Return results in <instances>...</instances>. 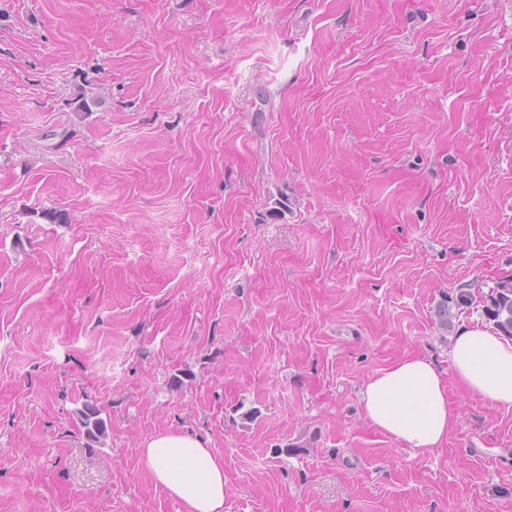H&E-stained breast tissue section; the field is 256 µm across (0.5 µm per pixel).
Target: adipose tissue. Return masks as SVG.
<instances>
[{"label": "adipose tissue", "mask_w": 512, "mask_h": 512, "mask_svg": "<svg viewBox=\"0 0 512 512\" xmlns=\"http://www.w3.org/2000/svg\"><path fill=\"white\" fill-rule=\"evenodd\" d=\"M445 379L426 357L410 354L378 370L364 387L370 424L416 452L444 447L458 407L449 381L503 410L512 409V339L488 326L461 327L448 351ZM153 482L182 502L185 512H224V459L199 436L160 431L137 450Z\"/></svg>", "instance_id": "ef3b65f1"}]
</instances>
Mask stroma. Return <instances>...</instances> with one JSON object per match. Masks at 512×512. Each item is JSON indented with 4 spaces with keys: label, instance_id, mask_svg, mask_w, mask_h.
I'll list each match as a JSON object with an SVG mask.
<instances>
[{
    "label": "stroma",
    "instance_id": "stroma-1",
    "mask_svg": "<svg viewBox=\"0 0 512 512\" xmlns=\"http://www.w3.org/2000/svg\"><path fill=\"white\" fill-rule=\"evenodd\" d=\"M506 277L512 0H0V512H185L167 429L224 512H512V410L361 404ZM362 404L370 424L414 452L442 448L458 407L448 381L426 357L410 354L378 370L365 384ZM81 422L83 428L86 429L87 437L94 442H100L102 437H105L107 426L103 418L100 417V411L93 406L85 405L84 409L80 410ZM153 482L182 502L185 512L224 511V458L189 432L160 431L137 449Z\"/></svg>",
    "mask_w": 512,
    "mask_h": 512
}]
</instances>
